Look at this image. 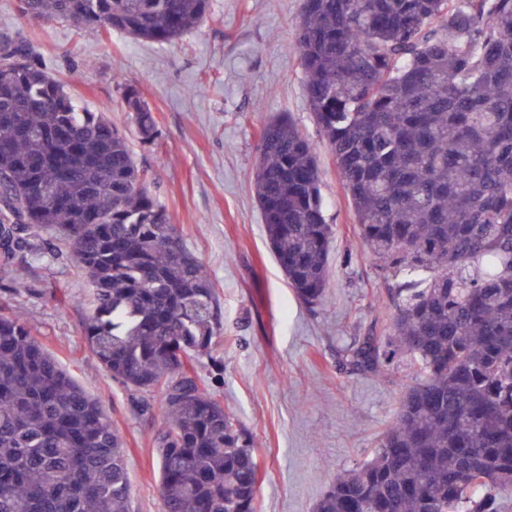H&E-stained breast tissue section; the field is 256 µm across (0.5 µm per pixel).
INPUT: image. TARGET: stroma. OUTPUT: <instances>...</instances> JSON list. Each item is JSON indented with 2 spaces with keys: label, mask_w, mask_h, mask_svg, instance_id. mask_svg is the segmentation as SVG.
<instances>
[{
  "label": "stroma",
  "mask_w": 512,
  "mask_h": 512,
  "mask_svg": "<svg viewBox=\"0 0 512 512\" xmlns=\"http://www.w3.org/2000/svg\"><path fill=\"white\" fill-rule=\"evenodd\" d=\"M300 10L301 0H212L196 31L167 44L26 20L18 0H0V34L22 30L73 97L126 135L151 190L206 266L224 331L196 371L255 438V512H315L335 476L371 458L411 372L401 362L373 373L352 364L395 308L360 251L336 162L309 109L294 41ZM130 84L162 131L156 145L141 143L125 108ZM281 114L316 147L335 229L328 284L314 307L282 275L252 190L260 131ZM54 247L58 260L18 269L21 291L0 280V315L24 312L44 349L110 416L124 441L133 512H161V394L128 390L90 352L83 326L91 287L68 245Z\"/></svg>",
  "instance_id": "obj_1"
}]
</instances>
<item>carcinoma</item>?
Segmentation results:
<instances>
[{
  "label": "carcinoma",
  "mask_w": 512,
  "mask_h": 512,
  "mask_svg": "<svg viewBox=\"0 0 512 512\" xmlns=\"http://www.w3.org/2000/svg\"><path fill=\"white\" fill-rule=\"evenodd\" d=\"M212 0H19L34 20L175 43ZM307 101L334 154L359 247L395 306L353 365L413 366L373 457L316 512H512V0H304ZM0 275L65 241L93 287L90 351L159 389L162 512H254L255 441L195 367L223 323L210 278L147 186L127 137L76 100L22 37L0 40ZM140 140L161 136L129 86ZM270 249L318 305L334 238L315 147L263 128L253 181ZM0 512H132L120 434L33 337L0 315Z\"/></svg>",
  "instance_id": "1"
}]
</instances>
